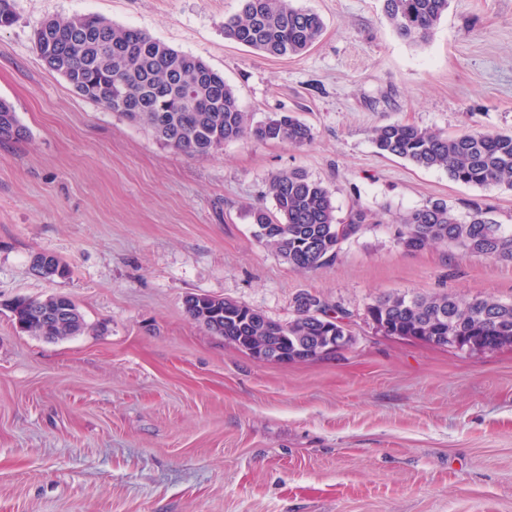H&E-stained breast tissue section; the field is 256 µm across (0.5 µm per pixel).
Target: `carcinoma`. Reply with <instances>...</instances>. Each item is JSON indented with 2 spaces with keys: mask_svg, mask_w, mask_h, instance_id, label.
Masks as SVG:
<instances>
[{
  "mask_svg": "<svg viewBox=\"0 0 512 512\" xmlns=\"http://www.w3.org/2000/svg\"><path fill=\"white\" fill-rule=\"evenodd\" d=\"M384 11L401 38L420 45L447 13L448 0H384ZM323 31L320 15L294 6L292 0H241L240 11L224 19L225 38L269 56L302 54ZM34 45L43 62L79 94L148 128L157 140L189 156L252 139L293 147L311 141L310 127L292 113L252 124L221 74L202 59L138 29L94 16L49 19L35 30ZM26 136L12 106L1 99L0 142ZM372 141L383 156L444 169L457 183L512 190V134L466 131L450 136L393 122L375 128ZM266 194L274 209L259 205L250 211L255 236L301 270H316L335 260L342 243L361 232L368 220L361 207L346 222L337 218L328 189L297 169L273 175ZM397 243L407 252L446 245L466 255L512 262V229L491 221L478 204L464 217L444 200L414 209L397 227ZM33 267L47 277L65 273L52 255H36ZM314 303L322 301L308 291L298 294L295 316L285 324L237 301L207 294H191L184 305L193 321L230 342L252 337L258 346H273L288 335L313 346L334 326L311 313ZM10 311L22 331L43 338L64 339L85 328L79 308L63 295L18 300ZM367 313L376 321L373 328L387 336H420L428 344L450 349L454 345L445 337L460 336L476 345L512 349V302L493 297L385 294Z\"/></svg>",
  "mask_w": 512,
  "mask_h": 512,
  "instance_id": "carcinoma-1",
  "label": "carcinoma"
}]
</instances>
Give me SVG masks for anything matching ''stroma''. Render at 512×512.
Instances as JSON below:
<instances>
[{"mask_svg":"<svg viewBox=\"0 0 512 512\" xmlns=\"http://www.w3.org/2000/svg\"><path fill=\"white\" fill-rule=\"evenodd\" d=\"M319 13L307 52L225 39L240 0H15L0 27V99L28 136L0 143V512H512V350L465 352L376 333L396 292L512 301V263L395 240L442 199L512 226V190L380 155L372 130L512 133V0H449L430 41L401 39L383 0H295ZM139 29L223 74L252 123L292 112L302 147L228 142L188 156L78 94L39 58L50 18ZM299 169L381 213L317 270L254 235L272 174ZM55 256L64 276L33 269ZM311 292L350 315L353 342L280 365L192 321L191 294L285 323ZM69 296L86 327L49 341L9 305Z\"/></svg>","mask_w":512,"mask_h":512,"instance_id":"35a3bbf8","label":"stroma"}]
</instances>
